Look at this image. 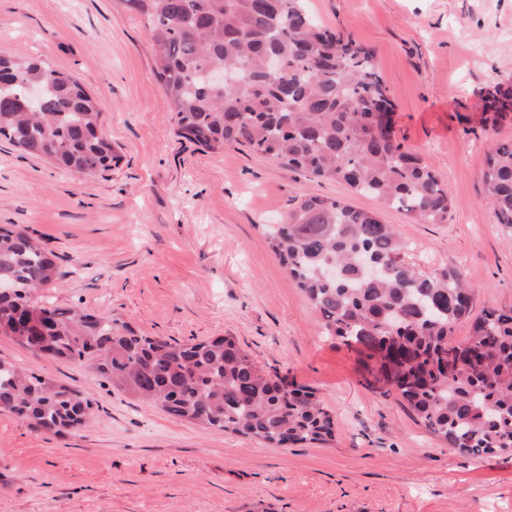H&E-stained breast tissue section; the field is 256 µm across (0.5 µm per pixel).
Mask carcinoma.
Returning <instances> with one entry per match:
<instances>
[{"label": "carcinoma", "instance_id": "1", "mask_svg": "<svg viewBox=\"0 0 512 512\" xmlns=\"http://www.w3.org/2000/svg\"><path fill=\"white\" fill-rule=\"evenodd\" d=\"M159 48L156 76L175 130L206 150L244 145L320 180L340 181L422 224L448 222L447 187L394 134L388 88L373 52L321 26L304 0H121ZM280 69L270 74L267 59ZM211 71L235 81L216 85ZM38 108H22L25 87ZM485 126L512 112V88L481 97ZM96 101L41 60L0 57V138L81 174L112 168ZM495 222L512 228V141L482 171ZM274 252L313 306L325 335L356 352L367 386L395 398L433 435L474 456L512 449V305L485 311L468 338L474 289L460 265L426 273L390 224L340 200L304 195L267 228ZM61 274L17 225L0 226V335L37 310L26 350L91 364L139 400L207 428L271 446L325 442L333 420L316 393L259 368L230 336L192 343L136 332L110 315L46 307L35 292ZM92 396L0 360V412L55 434L84 427Z\"/></svg>", "mask_w": 512, "mask_h": 512}]
</instances>
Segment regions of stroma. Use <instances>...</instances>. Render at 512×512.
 I'll return each mask as SVG.
<instances>
[{"instance_id": "35a3bbf8", "label": "stroma", "mask_w": 512, "mask_h": 512, "mask_svg": "<svg viewBox=\"0 0 512 512\" xmlns=\"http://www.w3.org/2000/svg\"><path fill=\"white\" fill-rule=\"evenodd\" d=\"M306 5L374 51L398 139L449 190L448 223H412L243 146L179 139L158 50L121 0H0V55L78 79L118 156L87 178L0 141V225H20L63 272L40 300L179 343L235 337L259 367L314 389L334 420L329 441L273 448L0 335V360L90 393L96 411L58 435L0 413V512H512V451L462 453L367 388L266 234L301 196L337 198L393 225L421 270L463 266L473 316L511 304L512 230L495 223L481 172L489 150L512 141V117L483 131L479 96L512 86V0Z\"/></svg>"}]
</instances>
